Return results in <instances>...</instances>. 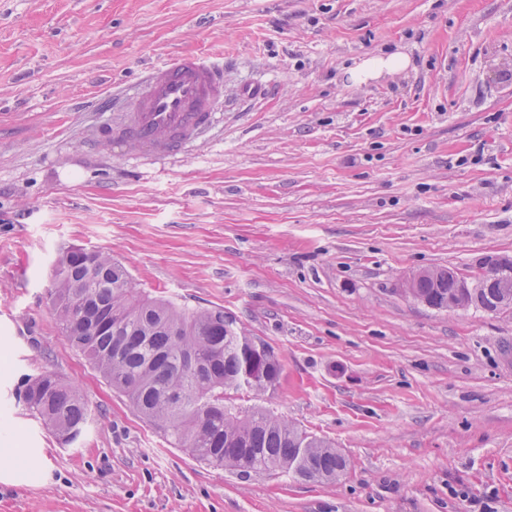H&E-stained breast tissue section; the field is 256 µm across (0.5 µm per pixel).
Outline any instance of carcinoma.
Here are the masks:
<instances>
[{
  "instance_id": "cac0c4a2",
  "label": "carcinoma",
  "mask_w": 512,
  "mask_h": 512,
  "mask_svg": "<svg viewBox=\"0 0 512 512\" xmlns=\"http://www.w3.org/2000/svg\"><path fill=\"white\" fill-rule=\"evenodd\" d=\"M461 279L451 269L430 270L411 291L428 297L433 309L455 299L487 310L491 300L463 291ZM51 291L67 341L147 423L196 460L241 475L281 470L317 483L347 471L341 449L287 418L224 406L229 390L261 395L276 389L282 364L269 345L259 355L252 337L224 321L223 309L145 297L112 257L78 247L58 257ZM23 402L63 446L83 441L95 417L80 391L52 371L27 378Z\"/></svg>"
}]
</instances>
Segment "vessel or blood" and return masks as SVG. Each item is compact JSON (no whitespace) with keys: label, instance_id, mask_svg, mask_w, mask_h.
<instances>
[{"label":"vessel or blood","instance_id":"vessel-or-blood-1","mask_svg":"<svg viewBox=\"0 0 512 512\" xmlns=\"http://www.w3.org/2000/svg\"><path fill=\"white\" fill-rule=\"evenodd\" d=\"M118 140L150 154H173L211 126L224 103V68L202 53L149 66L130 88Z\"/></svg>","mask_w":512,"mask_h":512}]
</instances>
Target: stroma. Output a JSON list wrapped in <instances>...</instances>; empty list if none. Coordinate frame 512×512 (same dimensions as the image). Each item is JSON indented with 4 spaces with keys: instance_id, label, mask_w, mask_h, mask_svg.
Here are the masks:
<instances>
[{
    "instance_id": "35a3bbf8",
    "label": "stroma",
    "mask_w": 512,
    "mask_h": 512,
    "mask_svg": "<svg viewBox=\"0 0 512 512\" xmlns=\"http://www.w3.org/2000/svg\"><path fill=\"white\" fill-rule=\"evenodd\" d=\"M181 52L224 109L180 153L115 141L112 100ZM407 70L354 84L364 59ZM220 307L275 392L229 393L336 444V483L240 475L171 447L72 348L58 254ZM512 256V0H0V512H512V308L438 311L415 273ZM56 371L97 418L68 448L18 397Z\"/></svg>"
}]
</instances>
